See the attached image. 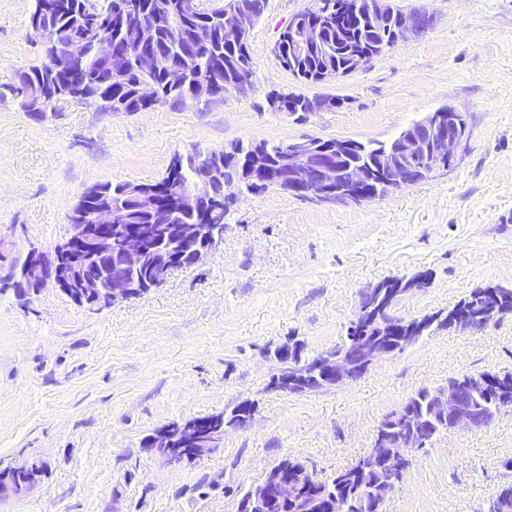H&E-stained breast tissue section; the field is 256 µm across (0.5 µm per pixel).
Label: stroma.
Returning a JSON list of instances; mask_svg holds the SVG:
<instances>
[{
	"mask_svg": "<svg viewBox=\"0 0 512 512\" xmlns=\"http://www.w3.org/2000/svg\"><path fill=\"white\" fill-rule=\"evenodd\" d=\"M433 14L421 38L397 42L339 80L304 84L274 47L308 0H269L254 26L247 92L207 106L105 112L58 102L20 107L16 73L44 62L29 34L32 0H0V255L50 252L69 215L100 183L161 180L176 155L239 140L389 141L439 107L467 116L470 138L448 171L370 201L241 194L202 263L147 294L92 310L49 285L30 301L0 292V468L39 460L45 473L0 512H238L244 492L282 457L320 480L371 447L380 423L420 389L512 372V313L480 331L439 329L377 360L355 381L300 395L272 391L267 353L289 339L305 356L336 348L377 283L426 275L401 296L410 321L447 311L488 285L512 289V0H397ZM339 97L296 120L271 90ZM257 406L246 428L194 463L146 439L161 427ZM512 410L491 427L456 429L418 456L382 512H485L512 483Z\"/></svg>",
	"mask_w": 512,
	"mask_h": 512,
	"instance_id": "35a3bbf8",
	"label": "stroma"
}]
</instances>
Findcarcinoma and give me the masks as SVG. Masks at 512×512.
<instances>
[{
	"label": "carcinoma",
	"mask_w": 512,
	"mask_h": 512,
	"mask_svg": "<svg viewBox=\"0 0 512 512\" xmlns=\"http://www.w3.org/2000/svg\"><path fill=\"white\" fill-rule=\"evenodd\" d=\"M65 10H56L43 14L53 37L63 32L87 33L95 36L106 33L112 39V77L111 80L99 79L101 64L93 57L85 59L79 66L82 75L89 81L87 96L92 103H105V107L114 112H140L156 106L179 108L187 101L209 104L224 99V93L245 82L252 85L253 59L248 46L224 39V9L231 6L233 0H225L224 8L211 11L200 9L196 0H67ZM247 16L252 24L264 15L268 0H242ZM409 17L422 27L432 26V21L403 8H394V17L390 24L379 27L368 15L367 0H310L308 7L297 13L292 24H302L316 17L322 19L321 40L302 51L293 45L294 34L291 27L281 32L275 45V55L282 69L296 79L316 84L319 76L327 72L347 76L359 66L356 57L370 62L373 57L395 43V27L403 17ZM154 50L167 55L169 68H175L182 79L175 84L169 80L168 68L143 71L137 62L139 52ZM47 61L40 66H32L16 73L17 83L27 92L34 93L51 83L53 73H65L71 68L68 60L53 46L45 47ZM150 84L156 89V97L146 100L139 94L140 86ZM269 99H277L279 112H288L304 121L308 115L332 110L338 104L331 103L329 97H309L304 94L295 96L284 92H273ZM410 135L406 128L394 139L362 142L352 140L353 148L339 160L340 169H346L354 162H362L371 169V182L366 186L370 198L382 197L391 191L378 176V166L387 152L398 151ZM261 152L272 162L286 158V144H268L266 142L239 141L231 150L222 152L224 169L234 173L240 179L242 191L248 194H260L268 190L252 179L250 171L252 155ZM199 153L188 154L179 160L180 169L169 171L166 176L145 187H162L169 194L184 190L193 177ZM131 183H104L89 188L79 199L74 210L84 211L90 207L117 204L124 200ZM214 205L205 224L207 234H212L218 225L225 224L229 215L230 203L224 201V183L212 184ZM123 224H163L165 216L141 215L124 211ZM397 278L379 282L376 302L393 306L397 298L393 295ZM499 294L505 302L512 303V289L488 286L473 290L467 297L449 308L447 313L426 317L427 326L422 334L432 328H446L448 322L457 315L489 314L496 308L494 294ZM494 384L477 401V406L490 407L502 395L512 396V373L493 374ZM432 390L423 388L410 397L407 404L428 414L431 412L430 397ZM257 407L252 402H242L219 414L193 418L173 423L167 429L173 437V447L184 448L183 459L193 461L195 457L187 452L193 447L189 429H224V425L251 419ZM44 472L39 460L26 461L10 469V479L14 483L35 481ZM396 477L405 480L406 474H389L372 463L368 455H363L354 465L336 471L329 481L322 482L314 474L307 473L306 483L301 488L302 499L310 504L307 512H334L336 499H347L354 508L350 512H362L357 508L361 500L368 497L374 485L381 480ZM485 512H512V483L503 485L494 491L487 500Z\"/></svg>",
	"instance_id": "cac0c4a2"
}]
</instances>
